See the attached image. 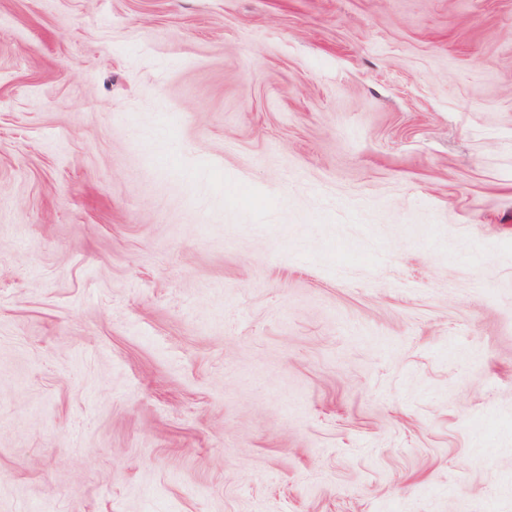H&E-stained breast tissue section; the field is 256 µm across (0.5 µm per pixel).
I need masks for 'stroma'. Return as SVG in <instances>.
<instances>
[{
	"label": "stroma",
	"instance_id": "stroma-1",
	"mask_svg": "<svg viewBox=\"0 0 512 512\" xmlns=\"http://www.w3.org/2000/svg\"><path fill=\"white\" fill-rule=\"evenodd\" d=\"M0 512H512V0H0Z\"/></svg>",
	"mask_w": 512,
	"mask_h": 512
}]
</instances>
